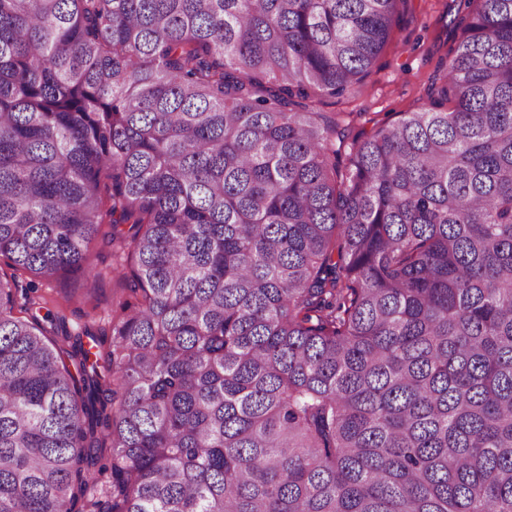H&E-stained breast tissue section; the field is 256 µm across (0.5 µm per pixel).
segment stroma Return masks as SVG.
Here are the masks:
<instances>
[{"mask_svg":"<svg viewBox=\"0 0 512 512\" xmlns=\"http://www.w3.org/2000/svg\"><path fill=\"white\" fill-rule=\"evenodd\" d=\"M457 7L456 0H409L391 42L362 86L356 93L323 99L322 110L355 113L351 131L356 134L371 131L374 123H390L403 113L427 106L428 89L455 46L451 21ZM88 265L99 276V290L96 300L76 297L65 304L67 326L73 331L91 322L109 328L112 309L124 296L113 269L111 243L96 240Z\"/></svg>","mask_w":512,"mask_h":512,"instance_id":"1","label":"stroma"}]
</instances>
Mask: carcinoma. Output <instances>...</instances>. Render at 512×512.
<instances>
[{"label":"carcinoma","mask_w":512,"mask_h":512,"mask_svg":"<svg viewBox=\"0 0 512 512\" xmlns=\"http://www.w3.org/2000/svg\"><path fill=\"white\" fill-rule=\"evenodd\" d=\"M406 3L0 0V512H512V0L318 107ZM98 238L110 344L15 313ZM457 7L452 0H409L362 86L356 93L323 99V112H361L351 126L352 138L370 132L376 122L391 123L403 112L428 106V89L456 44L450 21Z\"/></svg>","instance_id":"obj_1"}]
</instances>
